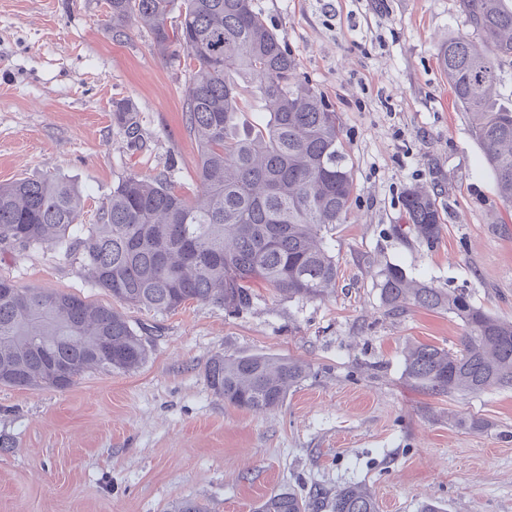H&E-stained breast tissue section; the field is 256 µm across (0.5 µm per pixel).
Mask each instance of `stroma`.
Returning a JSON list of instances; mask_svg holds the SVG:
<instances>
[{
  "instance_id": "obj_1",
  "label": "stroma",
  "mask_w": 512,
  "mask_h": 512,
  "mask_svg": "<svg viewBox=\"0 0 512 512\" xmlns=\"http://www.w3.org/2000/svg\"><path fill=\"white\" fill-rule=\"evenodd\" d=\"M298 73L335 108L355 184L331 243L339 265L324 298L256 287L248 310L189 302L156 315L122 306L147 359L137 371H90L69 390L0 386V512H167L180 500L252 512L272 492L334 493L365 484L380 512H512V387L435 395L404 373L409 345L456 349L448 312L386 314L385 264L512 321V207L499 197L438 60L468 32L457 0H254ZM184 66L133 28L112 40L104 0H0V184L56 176L83 191L96 219L129 173L163 174L198 192L186 128ZM131 101L140 139L112 124ZM438 192L440 237L397 236L403 193ZM0 274L24 288L94 304L77 260L0 244ZM267 354L311 366L279 408L224 403L204 378L214 354Z\"/></svg>"
}]
</instances>
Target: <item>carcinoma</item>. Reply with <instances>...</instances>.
Segmentation results:
<instances>
[{
    "label": "carcinoma",
    "mask_w": 512,
    "mask_h": 512,
    "mask_svg": "<svg viewBox=\"0 0 512 512\" xmlns=\"http://www.w3.org/2000/svg\"><path fill=\"white\" fill-rule=\"evenodd\" d=\"M115 41L145 25L154 50L188 71L187 128L197 142L200 191L180 194L164 175L131 173L112 186L93 224L82 223L83 196L56 177L0 184V243L20 251L62 252L88 281L121 305L157 314L189 301L230 313L249 309L263 284L288 297L317 299L336 286L328 239L349 211L354 182L332 105L308 81L253 0H105ZM472 28L440 45L454 100L471 119L501 200L512 206V108L495 95L499 64L512 58L508 0H461ZM267 113L239 133L241 85ZM112 123L131 144L135 106L112 104ZM409 227L429 244L442 218L430 192L409 188ZM386 312L446 311L465 332L451 351L410 347L404 372L434 394H479L512 386V322L474 305L463 291L410 279L398 265L377 273ZM142 336L114 307L64 292L19 287L0 275V384L64 391L89 370L128 373L146 360ZM309 374L301 361L267 354L213 355L204 376L213 393L263 413L281 406ZM254 512H379L363 485L305 499L282 490Z\"/></svg>",
    "instance_id": "cac0c4a2"
}]
</instances>
